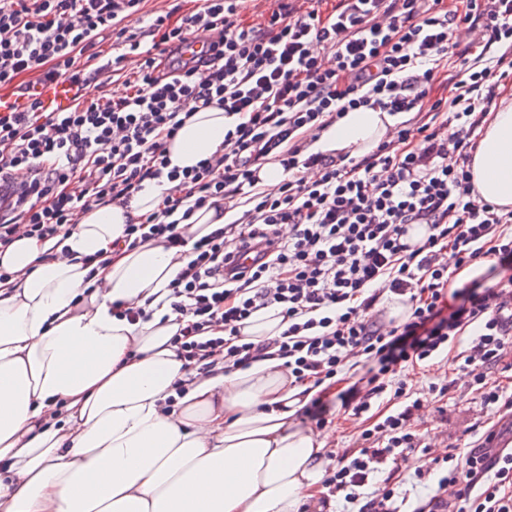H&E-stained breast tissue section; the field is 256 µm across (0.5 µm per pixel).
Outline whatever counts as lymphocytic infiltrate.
<instances>
[{"instance_id":"f902f5d3","label":"lymphocytic infiltrate","mask_w":512,"mask_h":512,"mask_svg":"<svg viewBox=\"0 0 512 512\" xmlns=\"http://www.w3.org/2000/svg\"><path fill=\"white\" fill-rule=\"evenodd\" d=\"M141 3L0 0V88L21 81L28 92L21 107L0 111V249L21 230L67 236L78 214L126 204L147 180L167 189L158 211L127 225L131 248L183 246L180 220L215 199L228 211L248 203L194 243L169 285L166 299L186 320L174 338L184 357L206 374L215 356L228 369L275 356L316 387L347 362L363 365L366 391L340 392L342 407L359 417L388 392L395 409L362 431L363 447L327 487L359 512H401L393 487L365 502L357 493L418 444L409 422L423 403L388 378L473 329L458 370L502 424L465 454L448 453L434 495L413 512H512V394L487 379L491 369L512 371V275L453 286L455 271L478 260L512 265V211L477 202L469 170L512 77V0H274L255 24L240 18L239 0H201L180 19H152L148 44L128 27ZM458 23L487 62L456 52ZM107 30L116 55L105 61L95 47ZM193 37L207 41L205 55L184 53ZM450 57L452 93L431 98ZM120 70L125 95L85 94ZM59 79L83 93L68 111H43L34 89ZM210 106L224 110L223 150L196 168H169L167 141ZM358 107L407 119L363 157L314 150L328 123ZM271 161L284 178L260 187ZM416 226L426 234L415 242ZM388 292L406 297V319L379 309ZM269 307L287 329L245 340L244 321Z\"/></svg>"}]
</instances>
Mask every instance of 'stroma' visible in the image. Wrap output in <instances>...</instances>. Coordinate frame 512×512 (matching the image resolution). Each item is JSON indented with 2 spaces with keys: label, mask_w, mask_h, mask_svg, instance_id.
Segmentation results:
<instances>
[{
  "label": "stroma",
  "mask_w": 512,
  "mask_h": 512,
  "mask_svg": "<svg viewBox=\"0 0 512 512\" xmlns=\"http://www.w3.org/2000/svg\"><path fill=\"white\" fill-rule=\"evenodd\" d=\"M467 346V340H460L453 344L450 358H438L430 364L408 365L393 375V382H406L416 397L429 404L425 415L412 424L415 434L421 438V445L409 450L406 460L398 466L381 465L379 474L362 487L363 496L374 495L389 476L395 482L398 496L405 498L407 512H413L417 504L429 500L437 487L442 471L436 467V459L447 455L452 448L467 451L491 426V413L456 374L454 357ZM326 419L329 427L336 430L325 448L324 469L329 472L344 454L358 450L357 437L365 425L337 407L332 408Z\"/></svg>",
  "instance_id": "obj_1"
}]
</instances>
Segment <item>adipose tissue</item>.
I'll return each mask as SVG.
<instances>
[{
	"label": "adipose tissue",
	"instance_id": "1",
	"mask_svg": "<svg viewBox=\"0 0 512 512\" xmlns=\"http://www.w3.org/2000/svg\"><path fill=\"white\" fill-rule=\"evenodd\" d=\"M395 122L360 107L314 148L358 157ZM223 147L215 107L167 144L181 168ZM470 172L481 200L512 210V103L491 113ZM162 192L145 181L128 206L80 214L63 243L21 232L0 252V512H298L321 493L328 435L297 421L312 389L275 357L201 376L163 302L185 260L161 241L121 247ZM151 298L148 320L113 312Z\"/></svg>",
	"mask_w": 512,
	"mask_h": 512
}]
</instances>
